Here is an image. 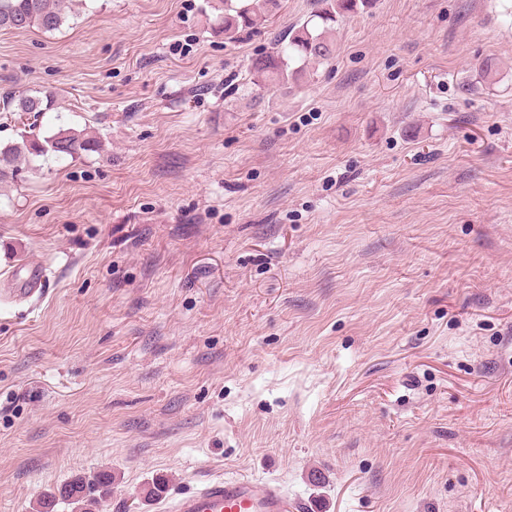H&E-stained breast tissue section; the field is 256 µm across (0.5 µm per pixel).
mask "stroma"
I'll return each instance as SVG.
<instances>
[{"label":"stroma","mask_w":512,"mask_h":512,"mask_svg":"<svg viewBox=\"0 0 512 512\" xmlns=\"http://www.w3.org/2000/svg\"><path fill=\"white\" fill-rule=\"evenodd\" d=\"M212 2L0 30V98L44 101L0 145L100 142L0 185V512L102 470L100 512L220 475L512 512V0H371L286 88L250 65L315 0L234 42Z\"/></svg>","instance_id":"obj_1"}]
</instances>
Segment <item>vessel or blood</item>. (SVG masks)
<instances>
[{
    "label": "vessel or blood",
    "instance_id": "vessel-or-blood-1",
    "mask_svg": "<svg viewBox=\"0 0 512 512\" xmlns=\"http://www.w3.org/2000/svg\"><path fill=\"white\" fill-rule=\"evenodd\" d=\"M173 512H301L282 487L235 478L204 480L192 492L177 496Z\"/></svg>",
    "mask_w": 512,
    "mask_h": 512
}]
</instances>
